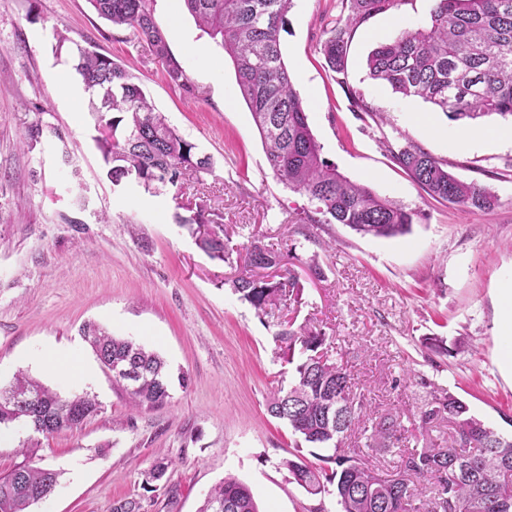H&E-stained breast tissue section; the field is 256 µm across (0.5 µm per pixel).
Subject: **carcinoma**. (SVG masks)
<instances>
[{"mask_svg": "<svg viewBox=\"0 0 512 512\" xmlns=\"http://www.w3.org/2000/svg\"><path fill=\"white\" fill-rule=\"evenodd\" d=\"M94 12L114 26L146 41L166 64L169 81L189 89L180 64L170 55L155 19L153 0H87ZM199 27L229 55L239 93L265 147L268 165L289 190L306 196L314 207L310 224H344L374 237L410 231L415 213L381 198L368 186L341 175L322 157L302 99L294 91L281 51L292 0H183ZM405 0H342L345 18L326 24L321 52L336 81L346 84V57L353 31L371 16L398 8ZM430 22L402 30L380 42L367 56L369 77L405 97L429 103L449 120L469 125L496 115L512 121V0H432ZM73 69L91 92L89 112L96 142L113 184L133 180L147 189L177 185L188 175L210 171V158L198 153L147 100L125 66L94 50H79ZM397 163L435 201L490 211L498 198L476 182L452 175L445 164L408 143L393 152ZM211 257L227 261L230 250L216 232L199 237ZM284 256L254 243L247 266L268 269ZM240 299L257 312L298 292L292 270L275 279L246 272L232 281ZM102 364L125 373L133 407H154L169 398L165 361L131 340L115 337L98 325L83 328ZM278 358L292 366L288 389L270 393L268 414L288 423L298 440L329 455L317 462L299 456L281 461L289 479L313 496L336 485L340 512H512V436L476 417L469 405L446 389L432 394L420 411L421 428L446 420L441 443L404 452V471L425 481L382 478L359 448L345 447L366 417L364 397L354 392L347 369L323 352L325 334L315 328H282L273 336ZM98 403L83 395L63 399L39 382L18 376L0 387V424L23 421L49 437L78 427ZM402 440L401 424L383 417L371 426L365 448L391 450ZM40 441L22 444L23 460L0 477V512H28L50 494L59 473L35 465ZM335 463L336 468L325 464ZM168 469L157 456L145 471V483L161 480ZM198 512H259L251 489L227 477L205 497Z\"/></svg>", "mask_w": 512, "mask_h": 512, "instance_id": "1", "label": "carcinoma"}]
</instances>
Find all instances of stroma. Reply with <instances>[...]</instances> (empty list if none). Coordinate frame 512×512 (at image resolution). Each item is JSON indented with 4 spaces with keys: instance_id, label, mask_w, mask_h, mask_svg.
<instances>
[{
    "instance_id": "35a3bbf8",
    "label": "stroma",
    "mask_w": 512,
    "mask_h": 512,
    "mask_svg": "<svg viewBox=\"0 0 512 512\" xmlns=\"http://www.w3.org/2000/svg\"><path fill=\"white\" fill-rule=\"evenodd\" d=\"M431 6L405 0L359 26L343 86L320 52L326 24L343 15L341 0H293L281 34L323 156L416 214L406 235L377 238L302 223L307 198L274 177L230 58L183 0H155L153 8L187 91L168 82L145 41L98 18L87 0H0V386L23 373L60 396L87 393L99 403L81 426L42 439V463L59 479L30 512H112L127 497L146 512H198L228 475L251 488L260 512H338L335 495L307 494L279 466L313 452L266 411L271 391L291 378L273 340L288 323L325 333L329 357L347 368L369 418H398L402 447L447 437L444 421L419 428L435 388L512 434V382L496 361L498 287L512 279V145L453 148L444 133L457 122L373 81L366 68L379 41L427 22ZM60 32L68 37L62 45ZM81 47L137 76L155 108L210 157L211 170L156 191L113 185L93 140L89 95L72 68ZM53 69L78 100L51 93ZM353 91L369 111L353 109ZM409 142L457 178L490 189L497 206L481 212L432 200L392 157ZM195 204L219 215L229 261L211 258L181 226ZM254 243L290 254L300 301L262 315L234 293ZM313 258L322 278L309 273ZM88 322L165 359L162 405L132 408L83 336ZM431 337L451 355L431 352ZM49 347L73 350L89 377L36 364ZM158 452L169 468L153 488L144 472Z\"/></svg>"
}]
</instances>
